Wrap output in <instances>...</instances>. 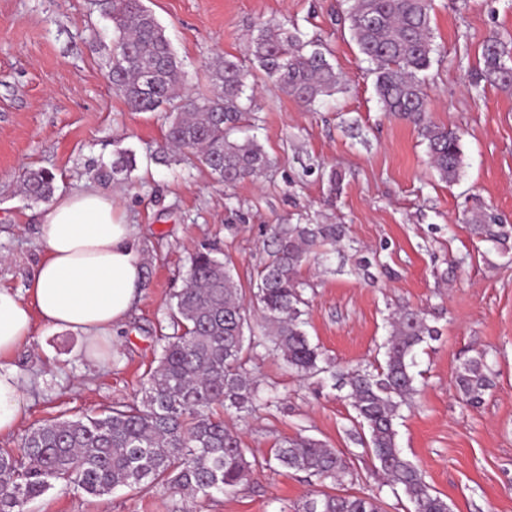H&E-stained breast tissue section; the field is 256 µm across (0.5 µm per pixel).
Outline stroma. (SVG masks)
Returning a JSON list of instances; mask_svg holds the SVG:
<instances>
[{"instance_id": "obj_1", "label": "stroma", "mask_w": 512, "mask_h": 512, "mask_svg": "<svg viewBox=\"0 0 512 512\" xmlns=\"http://www.w3.org/2000/svg\"><path fill=\"white\" fill-rule=\"evenodd\" d=\"M341 2L144 0L184 63L186 95L213 94L212 65L224 56L245 60L249 37L265 23L293 25L340 76L338 91L312 111L259 82L239 136L256 139L273 164L227 187L201 166L156 163L166 119L130 111L113 88V35L97 0H0V288H26L40 255L42 207L26 198L20 173L49 170L66 194L125 148L137 167L113 191L139 228L145 272L142 294L110 343L94 349L77 334L39 325L8 358L25 404L17 428L0 434V448L19 450L49 419L141 403L192 254L215 248L230 258L253 309L273 225L342 224L346 236L331 254L299 272L311 342L338 367L376 365L391 315L423 311L439 336L416 350L418 392L401 411L397 444L451 512H512V88L471 80L487 40L505 44L512 66V0H434L428 116L461 134L464 168L451 185L431 167L417 128L382 112L370 65L338 19ZM333 171L341 177L334 190ZM480 212L504 224L505 245L471 234L468 220ZM480 352L492 385L472 408L454 381ZM247 368L277 401L242 413L213 409L235 427L254 464L234 492L205 497L160 482L94 497L60 481L26 512H296L312 493L375 494L383 512H413L401 490L374 475L343 391L289 370L271 350L252 353ZM300 434L343 454L348 475L309 480L280 467L274 445Z\"/></svg>"}]
</instances>
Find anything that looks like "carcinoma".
<instances>
[{
    "label": "carcinoma",
    "mask_w": 512,
    "mask_h": 512,
    "mask_svg": "<svg viewBox=\"0 0 512 512\" xmlns=\"http://www.w3.org/2000/svg\"><path fill=\"white\" fill-rule=\"evenodd\" d=\"M352 40L371 65L383 111L414 124L426 141L439 178L453 184L463 166L460 135L426 118L427 98L421 78L437 52L431 25L432 0H348ZM101 16L112 23L117 52L109 80L134 112L166 114V144L159 160L187 158L233 185L271 165L254 139L233 135L252 111L246 94L251 73L239 61L222 57L210 71L217 91L210 97L181 98L185 72L165 30L143 0H98ZM254 68L281 92L306 107L336 93L339 77L319 49L279 24L265 23L248 42ZM502 43L491 39L482 50L478 80L509 88L512 73L503 61ZM136 156L120 149L110 165L91 170L93 179L127 180ZM55 175L48 170L25 173L23 188L35 203L52 197ZM472 233L498 243L502 225L486 213L471 218ZM340 224H280L272 229L268 251L255 284L264 324L255 334L250 310L236 287L229 262L210 252L190 258L186 282L171 298L175 334L163 337L158 366L151 373L139 406L115 403L97 416L50 419L22 439L20 454L0 449V512H25L31 501L65 481L92 496L117 487L146 489L163 481L195 493H227L251 472L238 433L211 412L215 406L237 413L260 398L259 385L246 368L248 353L258 347L279 352L288 368L306 375L331 373L347 397L366 443L375 472L398 487L413 512H450L448 502L432 493L422 472L397 445L396 421L416 394V348L438 331L422 313L404 309L389 323L384 361L375 369L332 371V362L311 343L304 326L306 300L301 267L317 247L342 239ZM484 355L468 359L455 377L461 400L477 407L490 387ZM274 459L288 469L320 480L348 473L334 448L308 436L281 442ZM298 512H382L372 495L312 494Z\"/></svg>",
    "instance_id": "obj_1"
}]
</instances>
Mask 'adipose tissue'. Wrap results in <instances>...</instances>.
Listing matches in <instances>:
<instances>
[{
    "instance_id": "adipose-tissue-1",
    "label": "adipose tissue",
    "mask_w": 512,
    "mask_h": 512,
    "mask_svg": "<svg viewBox=\"0 0 512 512\" xmlns=\"http://www.w3.org/2000/svg\"><path fill=\"white\" fill-rule=\"evenodd\" d=\"M37 235L42 254L25 292L0 288V357L28 342L38 324L95 343L124 324L141 294L137 228L111 192L90 184L55 196ZM23 403L18 370L0 364V433L18 425Z\"/></svg>"
}]
</instances>
